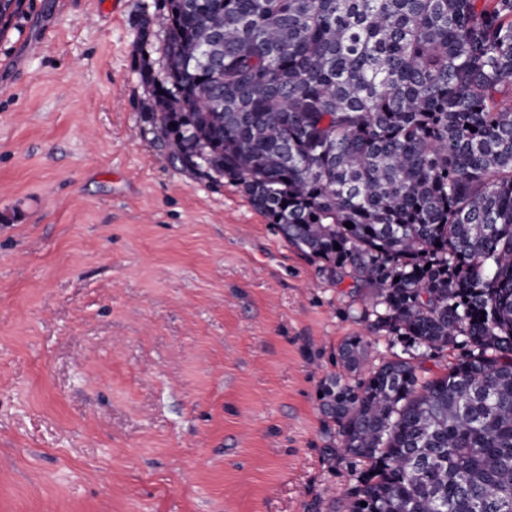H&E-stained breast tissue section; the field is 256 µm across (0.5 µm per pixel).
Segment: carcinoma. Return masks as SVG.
I'll list each match as a JSON object with an SVG mask.
<instances>
[{"instance_id": "1", "label": "carcinoma", "mask_w": 512, "mask_h": 512, "mask_svg": "<svg viewBox=\"0 0 512 512\" xmlns=\"http://www.w3.org/2000/svg\"><path fill=\"white\" fill-rule=\"evenodd\" d=\"M154 25L172 161L373 288L374 328L461 350L324 387L329 454L368 465L349 512H512V0H164Z\"/></svg>"}]
</instances>
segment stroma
I'll use <instances>...</instances> for the list:
<instances>
[{
  "label": "stroma",
  "mask_w": 512,
  "mask_h": 512,
  "mask_svg": "<svg viewBox=\"0 0 512 512\" xmlns=\"http://www.w3.org/2000/svg\"><path fill=\"white\" fill-rule=\"evenodd\" d=\"M162 0H23L0 32V512H346L325 452L345 377L459 351L370 330L229 179L172 163L149 111ZM342 366L350 373H359L367 356V342L361 336L348 337L338 351Z\"/></svg>",
  "instance_id": "obj_1"
}]
</instances>
